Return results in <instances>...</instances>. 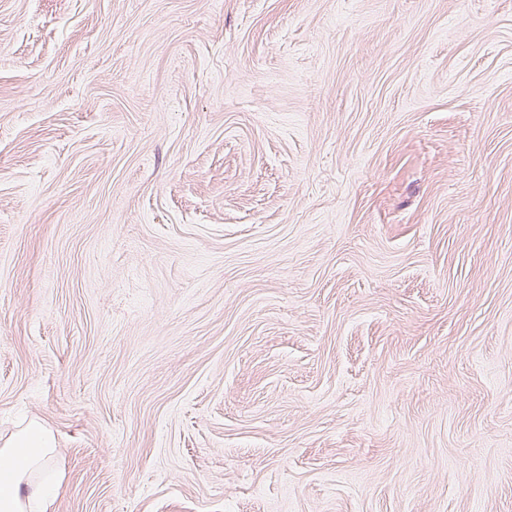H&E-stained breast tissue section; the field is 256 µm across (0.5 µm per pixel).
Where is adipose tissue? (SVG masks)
I'll return each instance as SVG.
<instances>
[{
	"instance_id": "ef3b65f1",
	"label": "adipose tissue",
	"mask_w": 512,
	"mask_h": 512,
	"mask_svg": "<svg viewBox=\"0 0 512 512\" xmlns=\"http://www.w3.org/2000/svg\"><path fill=\"white\" fill-rule=\"evenodd\" d=\"M52 448L49 433L37 424L0 445V512H45L48 488L29 484L28 476L47 468Z\"/></svg>"
}]
</instances>
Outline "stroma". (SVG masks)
<instances>
[{
  "instance_id": "stroma-1",
  "label": "stroma",
  "mask_w": 512,
  "mask_h": 512,
  "mask_svg": "<svg viewBox=\"0 0 512 512\" xmlns=\"http://www.w3.org/2000/svg\"><path fill=\"white\" fill-rule=\"evenodd\" d=\"M47 512H512V0H0V441ZM52 448L51 436L38 424L4 442L0 448L1 512H45L48 486L31 483L27 477L48 467ZM22 484L30 486L26 494L21 492Z\"/></svg>"
}]
</instances>
